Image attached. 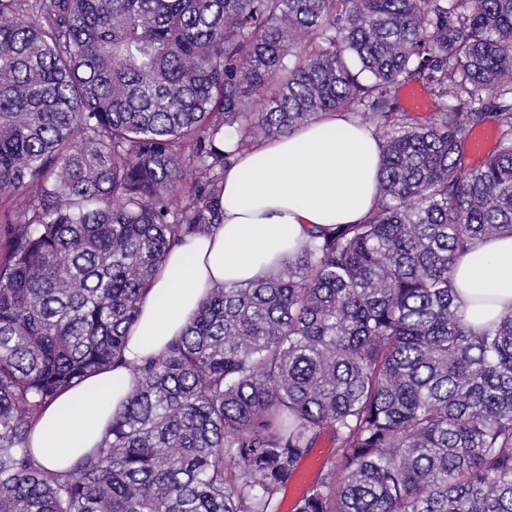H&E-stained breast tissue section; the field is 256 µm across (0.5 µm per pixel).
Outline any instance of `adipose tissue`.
<instances>
[{
	"instance_id": "obj_1",
	"label": "adipose tissue",
	"mask_w": 512,
	"mask_h": 512,
	"mask_svg": "<svg viewBox=\"0 0 512 512\" xmlns=\"http://www.w3.org/2000/svg\"><path fill=\"white\" fill-rule=\"evenodd\" d=\"M380 167L373 128L336 112L237 154L224 171L221 225L168 253L129 332L128 364L163 352L211 288L264 279L316 227L364 221ZM453 278L459 310L474 328L511 314L512 237L477 243L458 257ZM130 386L127 367H119L50 403L31 433L36 457L63 469L97 447Z\"/></svg>"
}]
</instances>
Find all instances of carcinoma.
<instances>
[{"mask_svg": "<svg viewBox=\"0 0 512 512\" xmlns=\"http://www.w3.org/2000/svg\"><path fill=\"white\" fill-rule=\"evenodd\" d=\"M413 80L458 103L411 122ZM510 97L512 0H0V512H280L325 434L293 512H512V314L466 325L452 277L512 237ZM326 112L380 131L374 210L210 291L104 445L45 467L43 406L123 360L224 166Z\"/></svg>", "mask_w": 512, "mask_h": 512, "instance_id": "carcinoma-1", "label": "carcinoma"}]
</instances>
